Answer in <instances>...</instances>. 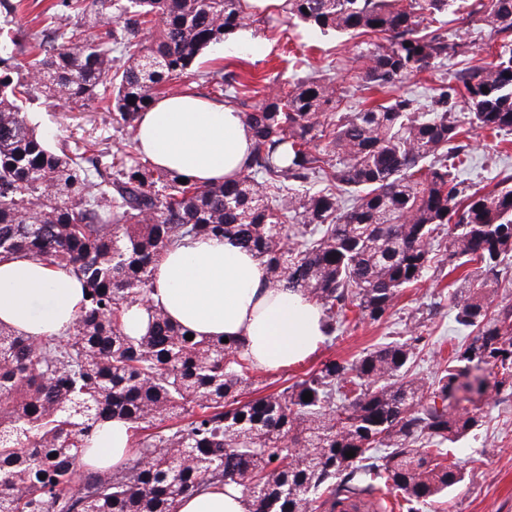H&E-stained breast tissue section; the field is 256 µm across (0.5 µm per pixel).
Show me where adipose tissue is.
Wrapping results in <instances>:
<instances>
[{
	"mask_svg": "<svg viewBox=\"0 0 512 512\" xmlns=\"http://www.w3.org/2000/svg\"><path fill=\"white\" fill-rule=\"evenodd\" d=\"M137 139L154 165L200 184L238 179L254 146L239 112L194 93L157 98L140 119ZM265 280L261 261L230 240L201 238L172 246L155 265L148 306L125 313V330L143 333L152 306L197 338L244 340L256 368L300 363L326 338L322 311L302 293L267 288ZM84 298L83 283L70 270L24 254L0 261V324L33 340L66 336ZM90 446L83 457L90 470L120 468L133 454V430L126 421L104 420ZM176 512H250V506L238 487L212 486L181 497Z\"/></svg>",
	"mask_w": 512,
	"mask_h": 512,
	"instance_id": "1",
	"label": "adipose tissue"
}]
</instances>
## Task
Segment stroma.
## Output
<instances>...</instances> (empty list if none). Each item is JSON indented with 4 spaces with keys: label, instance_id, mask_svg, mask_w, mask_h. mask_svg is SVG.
<instances>
[{
    "label": "stroma",
    "instance_id": "1",
    "mask_svg": "<svg viewBox=\"0 0 512 512\" xmlns=\"http://www.w3.org/2000/svg\"><path fill=\"white\" fill-rule=\"evenodd\" d=\"M251 25L265 43L263 52L242 51L218 60L208 51L199 58L197 71H208L219 61L244 81L260 83L274 76L299 79L317 70L348 88L352 85L349 69L353 61L368 56L376 44L367 36L312 37L304 25L286 23L279 12L252 16ZM33 109L42 125L52 128L69 146L112 152L125 144L106 111L96 106L81 109L41 97ZM469 150L472 161L457 174L465 188H489L512 174V155L499 153L495 139L485 132L471 131ZM452 286L451 277L432 268L421 283L406 290L386 323L350 317L343 332L326 339L304 362L279 370H251L241 386L243 399L277 392L326 361L351 359L372 344L407 336L412 330L426 341L415 370L429 373L435 364V344L445 340L454 345L468 336L457 326L448 306ZM483 415L481 426L456 444V458L465 472L463 482L421 512H512V393L492 394Z\"/></svg>",
    "mask_w": 512,
    "mask_h": 512
}]
</instances>
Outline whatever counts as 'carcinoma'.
<instances>
[{"mask_svg":"<svg viewBox=\"0 0 512 512\" xmlns=\"http://www.w3.org/2000/svg\"><path fill=\"white\" fill-rule=\"evenodd\" d=\"M114 2L60 0L43 12L41 38L0 27V257L70 268L90 295L65 339L38 343L0 324V512H175L180 497L216 481L240 487L251 512H321L381 492L420 512L447 495L464 480L452 444L482 419L477 406H452L454 393L512 391V305L498 301L512 177L468 194L455 177L470 129L512 132V48L461 68L425 104L397 86L470 48L459 35L423 32L424 20L451 14L506 46L512 0H286L287 21L313 33L379 39L352 79L388 98L343 112L331 80L263 92L219 67L207 82L239 109L255 146L243 177L206 185L138 153V124L253 6L127 0L121 25L88 33L109 22ZM146 26L148 45L136 40ZM35 93L112 112L128 144L100 160L65 143L52 150L54 135L25 110ZM441 234L463 283L448 296L454 321L475 336L429 377L411 373L422 342L411 336L244 402V341H188L157 308L145 334L123 326L127 309L148 302L159 256L209 236L259 257L269 287L314 301L329 336L354 307L385 323ZM108 417L131 424L135 458L87 472L82 456Z\"/></svg>","mask_w":512,"mask_h":512,"instance_id":"cac0c4a2","label":"carcinoma"}]
</instances>
